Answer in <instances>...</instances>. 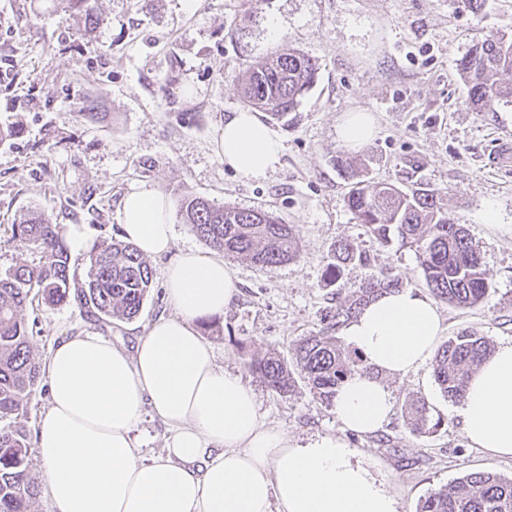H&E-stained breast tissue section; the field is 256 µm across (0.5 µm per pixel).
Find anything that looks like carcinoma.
Here are the masks:
<instances>
[{
    "label": "carcinoma",
    "instance_id": "1",
    "mask_svg": "<svg viewBox=\"0 0 512 512\" xmlns=\"http://www.w3.org/2000/svg\"><path fill=\"white\" fill-rule=\"evenodd\" d=\"M64 2L88 26L104 22L98 0ZM458 69L470 86L469 104L474 111L486 112L512 101V82L502 79L512 74V38L486 39L460 59ZM317 76L311 57L290 50L250 69L240 84V96L248 108L280 121L295 110ZM347 206L379 243L395 241L415 251L436 301L465 307L486 297L488 283L479 253L463 225L448 213L440 192L355 181ZM179 212L201 240L228 257H245L272 267L299 255L295 226L271 212L225 206L197 196L183 197ZM11 240L36 260L0 273V512H33L39 486L30 474L27 422L29 404L43 374L31 350L23 311L37 300L51 306L74 304L97 320H130L138 316L149 296L153 271L133 245L112 240L90 255L86 284L73 289L71 257L59 225L36 214L12 225ZM349 265L367 267L370 256L356 241L343 238L329 256L325 286H332ZM400 290V276L390 269L366 276L348 293L336 292V304L324 314L322 329L300 340L293 363L271 349L250 354L248 369L282 397L291 394L302 379L317 400L334 405L344 379L367 370L361 358L342 345L340 330L378 296ZM492 351L489 338L474 330H463L441 344L434 356L433 376L443 396L461 402L469 377ZM402 417L419 435L432 434L442 425L441 417L434 416L421 399L406 401ZM416 512H512V476L468 473L430 492Z\"/></svg>",
    "mask_w": 512,
    "mask_h": 512
}]
</instances>
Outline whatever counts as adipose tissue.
Returning <instances> with one entry per match:
<instances>
[{
  "mask_svg": "<svg viewBox=\"0 0 512 512\" xmlns=\"http://www.w3.org/2000/svg\"><path fill=\"white\" fill-rule=\"evenodd\" d=\"M215 151L226 168L262 181L280 168V133L259 113H227ZM173 203L155 184L129 185L121 236L163 258L170 315L132 348L93 332L59 337L43 366L48 407L35 454L53 512H398L395 496L352 449L324 437L300 447L267 425L254 390L218 367L196 323L223 314L237 287L222 258L177 249ZM442 331L430 298L411 290L376 299L344 330L366 368L337 391V420L371 434L393 409L385 380L432 356ZM152 413L170 435L145 457L131 432ZM457 414L470 445L512 459V342L469 379Z\"/></svg>",
  "mask_w": 512,
  "mask_h": 512,
  "instance_id": "1",
  "label": "adipose tissue"
}]
</instances>
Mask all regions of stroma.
<instances>
[{"label":"stroma","instance_id":"1","mask_svg":"<svg viewBox=\"0 0 512 512\" xmlns=\"http://www.w3.org/2000/svg\"><path fill=\"white\" fill-rule=\"evenodd\" d=\"M106 21L96 28L43 8L40 0H0V272L30 253L10 240L11 227L33 212L52 223L82 224L92 244L118 238L122 198L131 183L157 184L171 200L194 195L229 206L265 210L296 225L299 257L261 267L232 258L238 292L207 335L218 366L256 391L266 422L304 446L343 437L354 458L416 512L421 499L456 478L491 470L512 476V459L470 447L442 395L431 365L387 379L394 412L369 435L343 433L333 408L305 383L291 396L270 391L246 366L248 353L276 349L292 358L298 342L318 332L329 305L327 257L337 240L355 239L371 268L351 267L336 283L349 291L369 269L391 268L402 286L425 292L414 251L384 246L346 205L350 182L343 158L360 179L404 190L444 193L487 274L489 291L472 308L439 304L441 340L465 328L492 344L512 341V162L494 160L512 147V103L476 112L458 60L491 35L512 37V0H485L471 12L462 0H99ZM295 49L313 58L318 78L287 122L282 166L264 182L228 170L213 143L226 113L243 109L238 80L272 54ZM110 113L90 123L86 99ZM367 112L375 134L360 150L336 139L348 113ZM162 285L133 320L98 322L73 305H30L37 359L55 340L90 330L131 346L168 314ZM424 398L444 423L414 434L400 409Z\"/></svg>","mask_w":512,"mask_h":512}]
</instances>
